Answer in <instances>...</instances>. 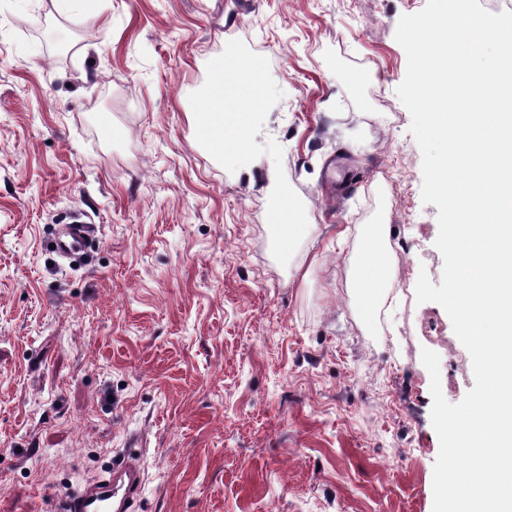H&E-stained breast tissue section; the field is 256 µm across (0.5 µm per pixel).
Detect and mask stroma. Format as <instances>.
<instances>
[{"label": "stroma", "instance_id": "35a3bbf8", "mask_svg": "<svg viewBox=\"0 0 512 512\" xmlns=\"http://www.w3.org/2000/svg\"><path fill=\"white\" fill-rule=\"evenodd\" d=\"M427 0H0V512H49L129 438L138 512H433L439 439L423 349L460 402L471 357L445 310L438 209L396 90L395 33ZM241 40L282 90L308 229L271 253L261 155L227 171L189 96ZM95 242L52 252L72 216ZM392 284L350 286L375 225Z\"/></svg>", "mask_w": 512, "mask_h": 512}]
</instances>
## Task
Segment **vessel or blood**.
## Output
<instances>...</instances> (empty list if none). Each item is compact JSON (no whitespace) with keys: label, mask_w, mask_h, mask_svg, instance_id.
Instances as JSON below:
<instances>
[{"label":"vessel or blood","mask_w":512,"mask_h":512,"mask_svg":"<svg viewBox=\"0 0 512 512\" xmlns=\"http://www.w3.org/2000/svg\"><path fill=\"white\" fill-rule=\"evenodd\" d=\"M94 232L93 225H65L55 243L57 254L66 260L81 258ZM142 454L130 452L114 460L95 481L59 503L56 512H135L144 487Z\"/></svg>","instance_id":"1"}]
</instances>
